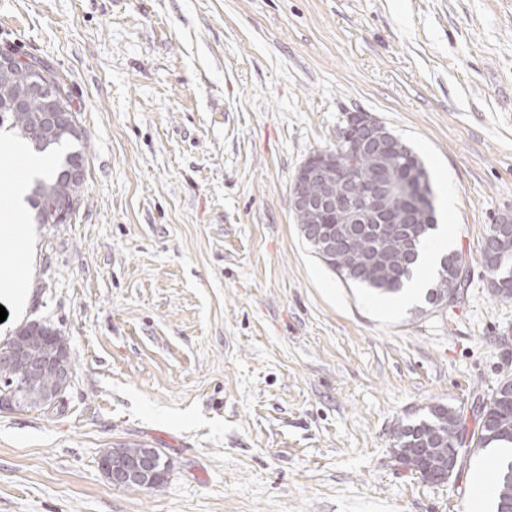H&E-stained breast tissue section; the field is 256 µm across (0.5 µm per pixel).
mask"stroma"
I'll return each mask as SVG.
<instances>
[{
  "label": "stroma",
  "instance_id": "1",
  "mask_svg": "<svg viewBox=\"0 0 512 512\" xmlns=\"http://www.w3.org/2000/svg\"><path fill=\"white\" fill-rule=\"evenodd\" d=\"M53 67L85 130L82 201L34 228L29 301L73 380L0 411V512H471L395 459L431 404L479 415L512 379V300L480 249L512 215V0H0V47ZM366 112L423 162L454 303L343 281L303 238L298 168ZM120 444L158 490L112 486ZM444 261V269L441 265L434 281V287L428 292V303L436 306L446 303L448 288H452V293H458V290L464 285V270L460 273L462 282L456 275L457 268H464L465 262L463 259L457 254H449ZM159 450V449H158ZM163 455V453L159 450ZM156 448H144L142 454L129 464L112 465V449L104 451L99 458V468L107 480L115 485L122 486L132 481L147 484L159 476H168L171 464L168 459H162ZM167 478L150 488L135 485H126L122 488L132 490H158L163 487Z\"/></svg>",
  "mask_w": 512,
  "mask_h": 512
}]
</instances>
